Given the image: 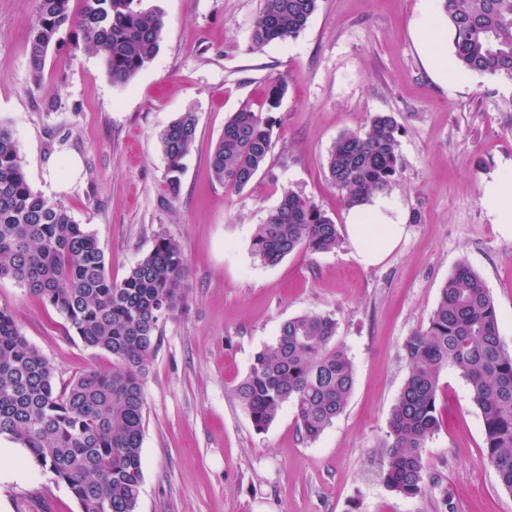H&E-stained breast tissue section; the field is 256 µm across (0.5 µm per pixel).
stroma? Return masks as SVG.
Instances as JSON below:
<instances>
[{"mask_svg":"<svg viewBox=\"0 0 512 512\" xmlns=\"http://www.w3.org/2000/svg\"><path fill=\"white\" fill-rule=\"evenodd\" d=\"M419 0H319L306 29L250 51L261 0H143L163 12L156 57L125 85L107 78L80 33L66 34L34 80L27 37L36 0H0V120L21 147L30 185L95 234L106 270L122 281L159 236L190 265L182 311L162 328L145 380L143 485L137 512H512L482 459L484 428L460 371L440 378L438 432L426 448L427 491L414 498L382 481L391 410L407 377L402 344L423 329L459 263L485 282L512 351V240L480 203L487 174L512 163V79L474 72L441 79L414 31ZM287 91L267 170L243 190L212 177L209 155L244 103L265 107L270 82ZM198 117L181 191L171 196L159 133L180 113ZM393 115L400 172L392 188L407 234L366 268L349 242L299 249L274 266L252 240L282 191L313 201L344 227L347 206L325 159L343 132ZM79 157L71 178L65 163ZM67 181L64 192L52 179ZM0 305L47 358L56 384L112 369L50 306L11 280ZM331 313L355 367L345 411L302 441L293 406L256 431L235 394L255 354L291 317ZM24 475L0 482V512H79L49 469L15 453Z\"/></svg>","mask_w":512,"mask_h":512,"instance_id":"1","label":"stroma"}]
</instances>
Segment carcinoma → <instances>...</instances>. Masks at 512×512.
Segmentation results:
<instances>
[{
  "instance_id": "obj_1",
  "label": "carcinoma",
  "mask_w": 512,
  "mask_h": 512,
  "mask_svg": "<svg viewBox=\"0 0 512 512\" xmlns=\"http://www.w3.org/2000/svg\"><path fill=\"white\" fill-rule=\"evenodd\" d=\"M37 0L29 33L34 79L63 34L77 30L100 55L108 78L128 83L159 51L163 13L142 0ZM318 0H262L250 50L299 36ZM454 56L468 72L512 77V0H443ZM195 113L184 112L159 134L167 189L180 191L184 159L197 135ZM274 120L242 105L224 122L210 169L224 187L241 191L265 168ZM399 125L374 115L360 131L341 134L327 157L332 183L347 204L392 188L400 168ZM335 222L316 204L285 191L252 248L267 266L297 249L336 250ZM188 261L174 239L153 249L114 282L96 236L61 203L28 182L18 141L0 122V280L10 279L52 307L88 348L112 356V371L87 370L59 389L54 370L0 306V436L18 442L27 459L47 468L77 500L80 512H136L143 468L145 379L161 329L182 309ZM330 313L285 321L274 344L257 352L236 395L262 432L291 404L302 438L316 440L345 410L355 384L346 348L336 341ZM408 376L388 425L384 484L404 497L425 491L423 453L440 426L438 396L444 369L461 371L483 415V460L512 493V353L500 339L489 289L466 263L440 292L428 325L403 343Z\"/></svg>"
}]
</instances>
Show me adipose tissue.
Masks as SVG:
<instances>
[{
  "label": "adipose tissue",
  "mask_w": 512,
  "mask_h": 512,
  "mask_svg": "<svg viewBox=\"0 0 512 512\" xmlns=\"http://www.w3.org/2000/svg\"><path fill=\"white\" fill-rule=\"evenodd\" d=\"M438 2L422 0L417 32L431 62L445 77L452 74L453 68L443 49L446 24L438 13ZM480 202L497 231L512 239V172L485 177ZM346 232L356 260L367 268L377 266L397 249L406 234L403 206L394 195L375 194L367 202L349 206Z\"/></svg>",
  "instance_id": "obj_1"
}]
</instances>
